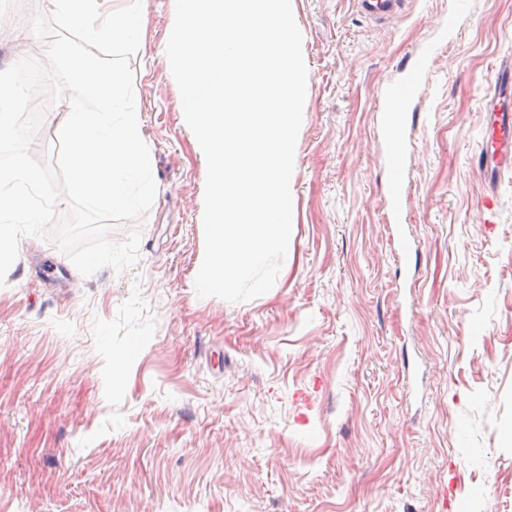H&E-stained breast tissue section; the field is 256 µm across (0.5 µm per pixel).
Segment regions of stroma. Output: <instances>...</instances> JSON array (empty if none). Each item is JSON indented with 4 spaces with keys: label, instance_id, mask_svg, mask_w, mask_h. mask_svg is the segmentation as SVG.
I'll return each mask as SVG.
<instances>
[{
    "label": "stroma",
    "instance_id": "35a3bbf8",
    "mask_svg": "<svg viewBox=\"0 0 512 512\" xmlns=\"http://www.w3.org/2000/svg\"><path fill=\"white\" fill-rule=\"evenodd\" d=\"M292 7L294 249L231 303L195 291L207 164L165 56L174 0H142L130 65L157 194L139 259L85 276L23 237L0 287V512H512V167L481 158L488 100L512 109V0ZM51 10L0 0V70L44 58L19 30ZM423 51L395 223L380 121ZM69 109H47L38 159Z\"/></svg>",
    "mask_w": 512,
    "mask_h": 512
}]
</instances>
